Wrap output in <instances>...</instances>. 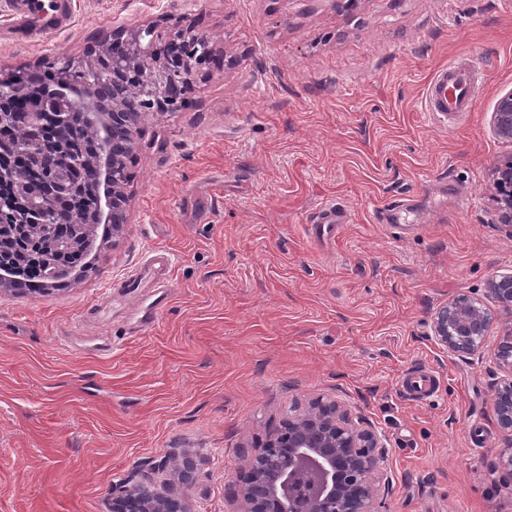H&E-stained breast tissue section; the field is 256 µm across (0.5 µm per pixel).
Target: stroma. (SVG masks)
I'll return each mask as SVG.
<instances>
[{"mask_svg": "<svg viewBox=\"0 0 512 512\" xmlns=\"http://www.w3.org/2000/svg\"><path fill=\"white\" fill-rule=\"evenodd\" d=\"M80 2L40 46L0 41V70L179 17L226 60L146 123L129 222L92 272L0 294V512H112L114 483L163 486L170 458L192 512H239L246 457L317 398L385 432L387 512H512L489 469L494 356L429 338L440 305L512 271L492 182L512 142L489 128L512 0ZM466 58L470 112L429 116V81ZM328 203L348 223L323 229ZM424 367L436 393L406 395Z\"/></svg>", "mask_w": 512, "mask_h": 512, "instance_id": "obj_1", "label": "stroma"}]
</instances>
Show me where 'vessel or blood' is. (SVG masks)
<instances>
[{"label": "vessel or blood", "instance_id": "1", "mask_svg": "<svg viewBox=\"0 0 512 512\" xmlns=\"http://www.w3.org/2000/svg\"><path fill=\"white\" fill-rule=\"evenodd\" d=\"M12 22L1 33L12 41L36 45L40 38L65 30L73 21V0H0ZM477 77L466 61L441 67L430 80L425 94V109L447 117L469 111ZM405 391L416 398L433 396L434 377L422 370L409 372L403 381Z\"/></svg>", "mask_w": 512, "mask_h": 512}]
</instances>
